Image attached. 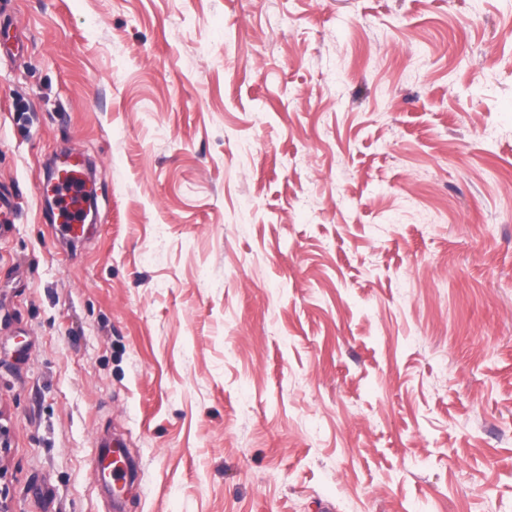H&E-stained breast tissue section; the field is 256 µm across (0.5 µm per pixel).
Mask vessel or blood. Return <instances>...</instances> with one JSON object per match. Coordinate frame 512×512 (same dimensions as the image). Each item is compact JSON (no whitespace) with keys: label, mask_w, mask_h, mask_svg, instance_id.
I'll return each instance as SVG.
<instances>
[{"label":"vessel or blood","mask_w":512,"mask_h":512,"mask_svg":"<svg viewBox=\"0 0 512 512\" xmlns=\"http://www.w3.org/2000/svg\"><path fill=\"white\" fill-rule=\"evenodd\" d=\"M23 49V31L7 19L0 22V52L8 56L18 55ZM89 161L80 152L71 151L64 155L55 171L47 173L38 191L43 195H53L55 208L51 221L56 234L70 245H80L93 236V228L87 225ZM126 452L121 446L107 448L100 469L110 488L125 483L128 473L119 466Z\"/></svg>","instance_id":"obj_1"}]
</instances>
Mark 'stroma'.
Listing matches in <instances>:
<instances>
[{
	"label": "stroma",
	"instance_id": "1",
	"mask_svg": "<svg viewBox=\"0 0 512 512\" xmlns=\"http://www.w3.org/2000/svg\"><path fill=\"white\" fill-rule=\"evenodd\" d=\"M4 9L0 512H512V0ZM23 30L11 17L0 23V52L15 57L23 50ZM55 171L47 173L38 193L53 195L56 210H52L51 222L55 234L76 247L93 237V225L85 224L88 214V158L81 152L69 151ZM102 446L106 447V451L100 461V469L109 487L115 491L119 485H124L128 476L127 471L117 465L118 460L127 457L126 452L118 442L112 445V441H105Z\"/></svg>",
	"mask_w": 512,
	"mask_h": 512
}]
</instances>
